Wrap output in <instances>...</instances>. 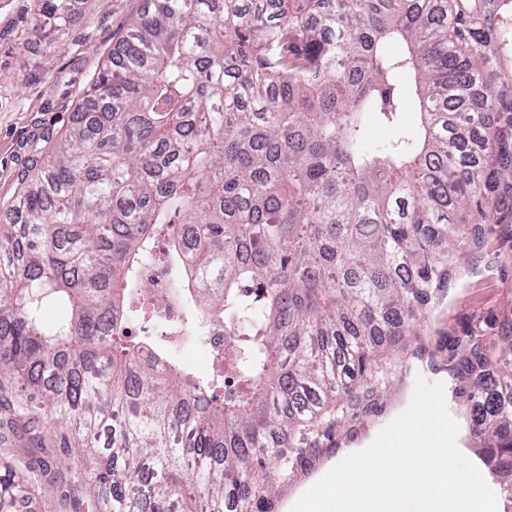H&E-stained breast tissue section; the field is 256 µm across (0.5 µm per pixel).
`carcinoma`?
Returning <instances> with one entry per match:
<instances>
[{"label": "carcinoma", "mask_w": 512, "mask_h": 512, "mask_svg": "<svg viewBox=\"0 0 512 512\" xmlns=\"http://www.w3.org/2000/svg\"><path fill=\"white\" fill-rule=\"evenodd\" d=\"M73 22L71 0H37L47 48ZM478 23L464 0H151L71 124L38 134L0 214V374L64 424L98 512H253L270 470L288 478L292 449L417 335L453 260L495 232L456 211L512 178V115L476 104ZM372 120L394 128L375 149ZM150 261L182 306L159 340L124 330ZM218 324L224 400L169 340ZM448 363L512 497V322ZM42 483L46 466L0 463V506Z\"/></svg>", "instance_id": "obj_1"}]
</instances>
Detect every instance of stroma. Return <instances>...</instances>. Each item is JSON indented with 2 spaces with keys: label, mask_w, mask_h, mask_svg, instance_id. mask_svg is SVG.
Instances as JSON below:
<instances>
[{
  "label": "stroma",
  "mask_w": 512,
  "mask_h": 512,
  "mask_svg": "<svg viewBox=\"0 0 512 512\" xmlns=\"http://www.w3.org/2000/svg\"><path fill=\"white\" fill-rule=\"evenodd\" d=\"M148 0H89L55 51H46L32 32L35 0H0V209L17 196L33 136L43 128L65 129L84 98L91 77L105 62L127 22ZM481 14L482 38L490 62L484 86L498 111L512 106V0L490 5L467 0ZM497 234L458 258L432 309L430 334L413 339L407 370H395L386 388L360 390L331 431L311 435L310 448L295 455L287 482H274L254 512H286L285 504L308 488L342 452L366 447L377 431L409 405L417 379L450 383L448 344L456 338L496 336L500 322L512 321V189L493 207ZM55 418L26 409L10 381L0 382V462L23 467L44 462L74 487L75 503H62L50 488H39L12 512H92L97 491L80 477V466L65 451Z\"/></svg>",
  "instance_id": "obj_1"
}]
</instances>
